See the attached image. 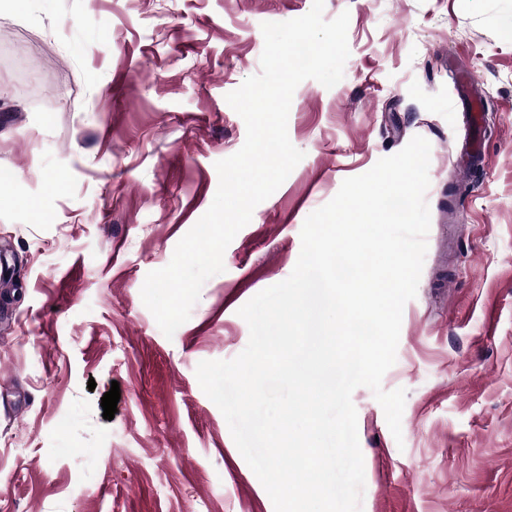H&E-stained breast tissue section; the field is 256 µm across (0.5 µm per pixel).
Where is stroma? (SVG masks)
<instances>
[{"label": "stroma", "mask_w": 512, "mask_h": 512, "mask_svg": "<svg viewBox=\"0 0 512 512\" xmlns=\"http://www.w3.org/2000/svg\"><path fill=\"white\" fill-rule=\"evenodd\" d=\"M311 6L0 0V171L14 175L0 186V512H274L196 367L246 348L238 311L291 274L306 217L417 135L431 145L428 250L382 379L407 392L403 439L356 388L361 512H512V0H324L325 19L349 14L350 55L333 88L293 94L302 161L173 337L142 302L212 204L216 162L245 142L226 96L261 70L262 23ZM452 52L488 128L466 193Z\"/></svg>", "instance_id": "obj_1"}]
</instances>
